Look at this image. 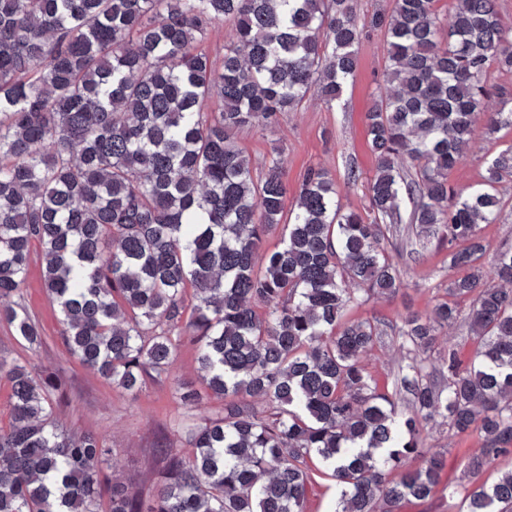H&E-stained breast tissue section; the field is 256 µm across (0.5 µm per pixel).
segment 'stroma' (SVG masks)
<instances>
[{
	"label": "stroma",
	"instance_id": "1",
	"mask_svg": "<svg viewBox=\"0 0 512 512\" xmlns=\"http://www.w3.org/2000/svg\"><path fill=\"white\" fill-rule=\"evenodd\" d=\"M392 0H356V11L364 35L358 45V65L340 103L326 106L317 95H309L293 112L283 114L278 123L266 129H248L237 133L239 148L249 157L254 170H261L273 150H280L286 167L287 199H294L308 168L322 166L336 179L339 198L345 208L364 210L368 203V181L374 175L376 159L367 143V114L375 95L384 88L386 44L382 32L370 28L374 14L390 11ZM474 146L451 172L448 182L459 193L481 188L492 153L512 145V127L501 129L495 139L486 140L483 114L473 123ZM355 166L359 178L347 179L348 166ZM497 190L503 207L497 223L484 224L479 235L486 255L512 246V176L504 177ZM410 225H401L394 234L391 256L403 269L402 285L389 298H374L349 310L352 320H380L398 323L407 313H427L437 298L443 297L450 279L458 270L448 266L447 247L433 248L415 264H407L406 249L414 242ZM24 304L39 326L44 339L37 348L28 347L0 324V351L20 361L36 365L43 373L62 376L66 397L59 412L64 426L75 433L96 432L106 437L112 453L104 466L106 472L150 489L156 468L155 444L167 437L179 453L186 443L172 434L174 420L190 417L202 423L221 414L223 400L201 394L193 408H186L172 392L170 379L148 381L138 396H130L99 375L81 368L70 357L60 339L59 312L47 297L42 282L38 251H31ZM408 361L398 343L376 344L364 358L380 386L390 387L398 365ZM441 451L444 468L441 482L431 497L403 503L399 512H457V499L449 489L464 482L463 459L479 448L477 433L457 435L440 427L431 440Z\"/></svg>",
	"mask_w": 512,
	"mask_h": 512
}]
</instances>
